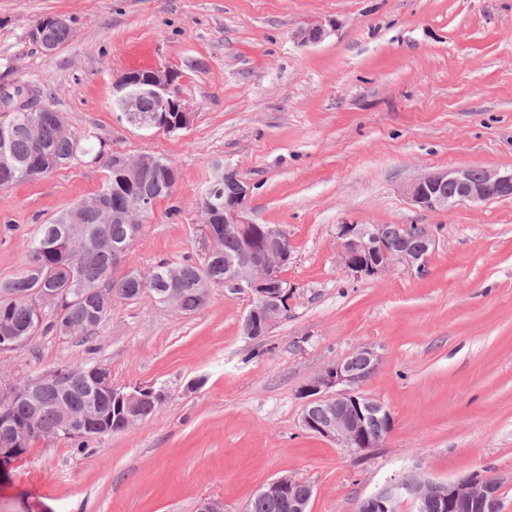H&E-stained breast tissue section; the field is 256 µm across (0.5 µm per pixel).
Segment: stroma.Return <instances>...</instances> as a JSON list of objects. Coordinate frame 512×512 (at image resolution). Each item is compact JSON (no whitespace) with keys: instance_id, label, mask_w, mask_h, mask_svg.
<instances>
[{"instance_id":"stroma-1","label":"stroma","mask_w":512,"mask_h":512,"mask_svg":"<svg viewBox=\"0 0 512 512\" xmlns=\"http://www.w3.org/2000/svg\"><path fill=\"white\" fill-rule=\"evenodd\" d=\"M48 13L74 21L54 55L28 39ZM323 24L302 44L298 28ZM170 67L193 114L172 133L129 123L112 83ZM47 88L70 133L179 170L122 268L196 262V199L216 164L252 186L249 215L287 235L288 309L266 336L241 325L246 291L211 288L182 314L113 299L95 337L48 332L0 351V384L100 364L117 387L164 399L132 430L78 448L39 441L0 466V512H246L268 481L314 490L310 512H357L392 475L497 477L512 512V198L425 212L404 188L439 169L512 167V0H0V86ZM76 161L0 189V280L26 265L38 225L98 191ZM414 225L435 245L423 271L394 263L354 279L338 224ZM381 357L361 388L393 427L355 458L307 431L303 388L362 347Z\"/></svg>"}]
</instances>
